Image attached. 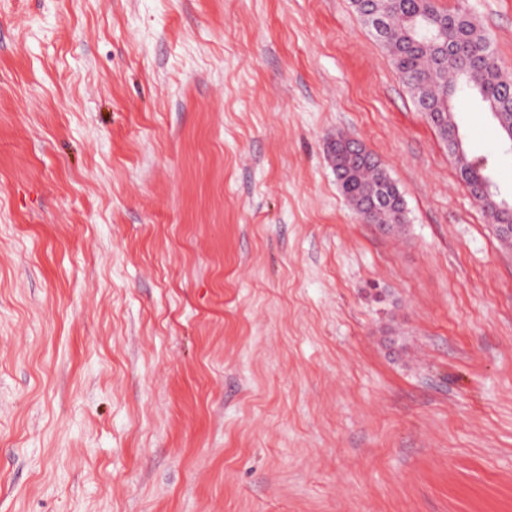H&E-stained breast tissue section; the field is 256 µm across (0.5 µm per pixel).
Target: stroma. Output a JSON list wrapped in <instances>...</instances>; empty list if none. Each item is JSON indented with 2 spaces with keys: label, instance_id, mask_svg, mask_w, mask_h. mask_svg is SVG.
<instances>
[{
  "label": "stroma",
  "instance_id": "1",
  "mask_svg": "<svg viewBox=\"0 0 512 512\" xmlns=\"http://www.w3.org/2000/svg\"><path fill=\"white\" fill-rule=\"evenodd\" d=\"M0 512H512V249L352 0H0ZM387 179L391 180L388 174H383L377 169L376 165H371L355 170L353 176L348 179L340 180L336 178V182L342 194L355 208L360 207L377 190L382 182L387 183ZM392 194V189H384L377 192L370 196L363 208L371 210L391 207L393 203ZM396 187V186H395ZM396 190L400 195L397 187ZM404 201L403 198L395 195V203L390 210H381L373 213L368 219L367 222L371 224H377V226L381 229L384 226V229L381 231L384 233H392L398 231L402 228V224L405 223V214L403 210Z\"/></svg>",
  "mask_w": 512,
  "mask_h": 512
}]
</instances>
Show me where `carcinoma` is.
<instances>
[{
  "instance_id": "carcinoma-1",
  "label": "carcinoma",
  "mask_w": 512,
  "mask_h": 512,
  "mask_svg": "<svg viewBox=\"0 0 512 512\" xmlns=\"http://www.w3.org/2000/svg\"><path fill=\"white\" fill-rule=\"evenodd\" d=\"M365 7L381 16L383 32L376 37L384 43L414 103L424 102L443 113L440 136L456 158L462 181L469 188L487 182L497 192L485 158L467 153L454 112L456 102L477 98L491 112L502 138L512 141V105L499 103L501 88L512 83V76L499 65L489 38L479 33L467 12L440 11L433 0H367ZM387 179L388 175L371 165L337 184L358 207ZM403 205V198L397 196L391 209L373 213L368 222L384 233L395 232L405 223ZM494 216L499 240L511 242L512 233L503 225H512V206L496 210Z\"/></svg>"
}]
</instances>
